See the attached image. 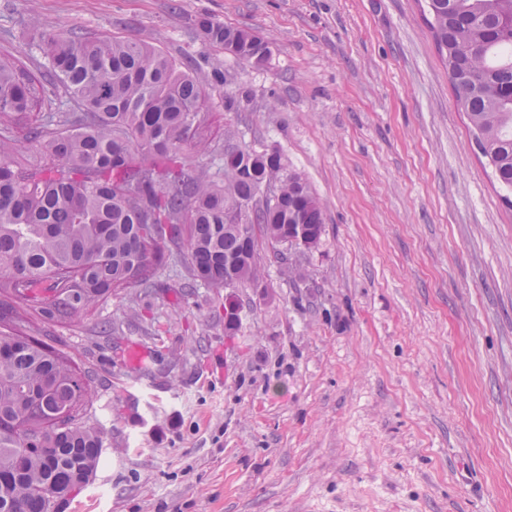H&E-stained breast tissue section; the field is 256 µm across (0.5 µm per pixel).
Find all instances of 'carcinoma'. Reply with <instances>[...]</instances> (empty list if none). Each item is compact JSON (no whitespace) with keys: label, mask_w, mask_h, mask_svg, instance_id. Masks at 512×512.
<instances>
[{"label":"carcinoma","mask_w":512,"mask_h":512,"mask_svg":"<svg viewBox=\"0 0 512 512\" xmlns=\"http://www.w3.org/2000/svg\"><path fill=\"white\" fill-rule=\"evenodd\" d=\"M430 26L448 77L482 154L512 189V0H427ZM205 42L255 67L266 41L257 33L199 22ZM43 83L15 60L0 59V481L14 484L0 512H45L43 491L82 489L103 456L102 432L83 424L91 379L45 341L48 325L91 313L102 300L152 287L157 269L185 266L192 281L224 287L228 262L257 260V239L276 262L288 226L322 234L320 204L298 174L279 195L245 215L260 183L282 170L277 148L243 151L224 129L208 139L201 112L224 72L199 71L128 39H88L46 30ZM249 92L224 96L237 112ZM23 125L41 155L22 158ZM217 152L219 176L191 152ZM141 183L128 191L132 180ZM70 404L72 424L53 413Z\"/></svg>","instance_id":"obj_1"}]
</instances>
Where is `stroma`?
<instances>
[{
    "label": "stroma",
    "mask_w": 512,
    "mask_h": 512,
    "mask_svg": "<svg viewBox=\"0 0 512 512\" xmlns=\"http://www.w3.org/2000/svg\"><path fill=\"white\" fill-rule=\"evenodd\" d=\"M424 0H0V57L118 36L226 81L210 134L276 147L323 212L224 293L159 268L46 340L89 372L105 462L59 512H512V206L472 143ZM250 27L264 66L206 45ZM246 86L241 111L225 94ZM141 348L153 378L125 359Z\"/></svg>",
    "instance_id": "35a3bbf8"
}]
</instances>
